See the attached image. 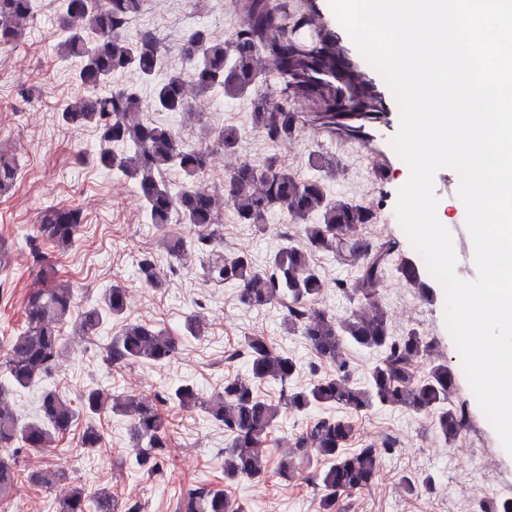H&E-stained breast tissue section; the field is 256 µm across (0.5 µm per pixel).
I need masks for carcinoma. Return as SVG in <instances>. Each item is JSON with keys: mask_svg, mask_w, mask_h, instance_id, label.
Masks as SVG:
<instances>
[{"mask_svg": "<svg viewBox=\"0 0 512 512\" xmlns=\"http://www.w3.org/2000/svg\"><path fill=\"white\" fill-rule=\"evenodd\" d=\"M37 7L38 0H0V47L21 37ZM141 8L142 0H108L106 4L56 0L62 23L56 35L59 57L80 62L73 75L80 92L64 103L61 120L94 129L97 163L134 183L149 223L162 227L175 222L197 228L188 241L170 239V255L179 257L191 249L201 254L206 258L207 279L237 289L240 303L250 309H286V332L302 337L333 369L306 386H295L299 360L276 350L266 337L251 335L244 337L237 350L248 377L224 378L222 392L213 400L203 399L189 381L152 399L113 398L102 389L90 388L72 400L45 390L35 417L24 420L5 394L37 384L59 364L66 327L95 336L105 322L123 317L127 308L126 289L119 284L105 289L96 305L81 307L71 288L57 281L55 267L43 266L39 276L49 286L31 294L20 330L0 351V449L17 453L50 448L79 418L90 419L109 405L112 413L130 422L138 447L134 468L153 474L160 470L169 437L167 419L158 404L170 401L184 408H200L224 426V485L262 482L270 476L267 444L285 414L343 408L346 413L342 415L314 419L296 437L294 455L282 457L275 469L279 478L287 480L296 469L294 456L314 464L318 512H338L341 498L372 486L381 466L378 449L350 447L356 429L352 414L384 407L432 415L438 431L452 440L468 418L465 406L449 404L457 373L446 363H434L422 375L414 372L413 362L430 352L428 336L416 328L395 335L378 305V285L399 250V241L386 238L369 243L356 237V228L374 223L376 212L360 203L329 198L325 177L335 174V169L321 155L310 157L312 173L302 178L272 152L258 161H242L229 174L224 195L237 223L251 224L263 234L271 217L284 213L300 226V236L296 240L281 233L283 245L262 267L247 253L224 255L214 199L193 188L205 170L210 147L189 144L170 126L140 117L145 105L135 89L107 86L113 77L133 71L154 84L157 110L183 113L189 108L183 74L164 66L156 33L150 29L130 33ZM245 13L230 43L214 40L203 30L188 36L184 54L196 92L219 90L228 98L250 96L252 127L271 146L295 137L306 123L342 138L375 141L386 124L387 107L375 85L353 82L350 69L359 64L344 45L327 35L301 36L311 18L302 14L290 25L270 0H246ZM271 71L280 81L277 103L263 90ZM299 102L308 111H297L294 104ZM238 141L234 127L224 128L216 137L217 146L225 151L234 150ZM170 169L182 172L181 185L164 182L163 174ZM19 176V163L0 155V193L13 187ZM80 224V209L47 205L39 213L37 234L31 241L39 239L66 253L76 244ZM317 253H330L354 270L351 284H339L349 302L358 307L350 316L337 317L318 306L325 282L312 262ZM137 272L145 282L161 286L153 257L143 256ZM179 345V337L163 327L130 321L112 338L110 360L162 366L171 362ZM349 347L376 356L360 381L350 378ZM271 383L281 386L283 401L259 397L258 387ZM11 461L12 457L0 454V493L14 479ZM54 512H141V507L122 504L109 491L90 492L75 486L57 501ZM187 512H248V507L223 488L198 487L188 494Z\"/></svg>", "mask_w": 512, "mask_h": 512, "instance_id": "carcinoma-1", "label": "carcinoma"}]
</instances>
